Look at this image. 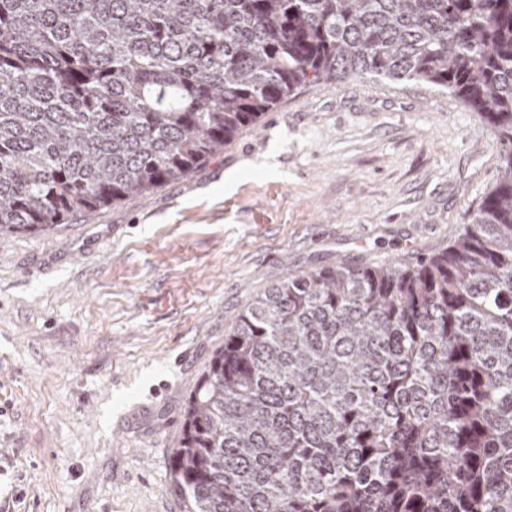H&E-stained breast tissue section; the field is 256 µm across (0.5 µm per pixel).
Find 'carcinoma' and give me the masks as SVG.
I'll use <instances>...</instances> for the list:
<instances>
[{
    "label": "carcinoma",
    "instance_id": "obj_1",
    "mask_svg": "<svg viewBox=\"0 0 512 512\" xmlns=\"http://www.w3.org/2000/svg\"><path fill=\"white\" fill-rule=\"evenodd\" d=\"M364 75L480 113L498 181L445 250L236 317L174 449L185 512H512V0H0V233L185 178Z\"/></svg>",
    "mask_w": 512,
    "mask_h": 512
}]
</instances>
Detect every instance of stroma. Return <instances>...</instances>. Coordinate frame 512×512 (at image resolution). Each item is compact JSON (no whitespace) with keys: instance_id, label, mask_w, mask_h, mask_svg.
I'll return each mask as SVG.
<instances>
[{"instance_id":"1","label":"stroma","mask_w":512,"mask_h":512,"mask_svg":"<svg viewBox=\"0 0 512 512\" xmlns=\"http://www.w3.org/2000/svg\"><path fill=\"white\" fill-rule=\"evenodd\" d=\"M500 163L431 85L325 81L185 179L0 234V512H183L186 400L237 314L287 276L443 250Z\"/></svg>"}]
</instances>
